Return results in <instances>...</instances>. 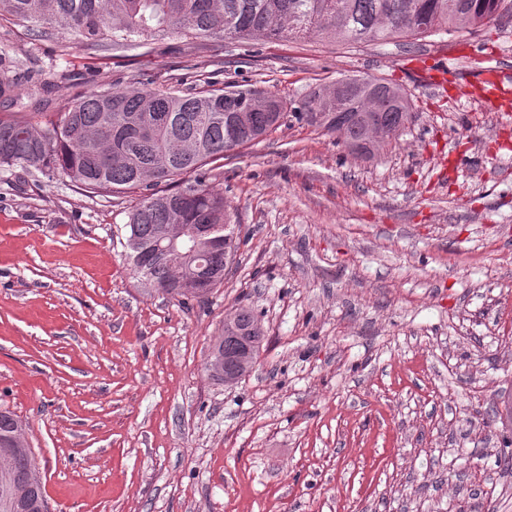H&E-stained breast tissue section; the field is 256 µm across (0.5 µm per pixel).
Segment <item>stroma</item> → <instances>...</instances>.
I'll return each mask as SVG.
<instances>
[{
	"instance_id": "stroma-1",
	"label": "stroma",
	"mask_w": 512,
	"mask_h": 512,
	"mask_svg": "<svg viewBox=\"0 0 512 512\" xmlns=\"http://www.w3.org/2000/svg\"><path fill=\"white\" fill-rule=\"evenodd\" d=\"M512 13L484 29L344 44L173 37L96 51L0 19V118L125 86H238L288 108L346 75L408 92L368 157L289 121L210 163L240 231L223 285L179 303L127 259L136 195L0 172V405L28 421L51 512H512ZM265 331L228 386L224 315ZM227 319V321H226ZM223 338L217 342L211 341L209 353L204 362V371L215 381L228 384L231 380L226 374L227 361L229 363V374H235V383L244 377L249 371L242 369L234 362V356L238 351L240 345V338L249 342L252 357L256 359L259 356L264 341V330L258 318L252 311L237 308L230 312L224 319V330L222 331ZM218 356L224 359V373H212L208 367L211 359ZM225 357V358H224ZM227 358V360H226Z\"/></svg>"
}]
</instances>
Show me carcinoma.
Here are the masks:
<instances>
[{
	"mask_svg": "<svg viewBox=\"0 0 512 512\" xmlns=\"http://www.w3.org/2000/svg\"><path fill=\"white\" fill-rule=\"evenodd\" d=\"M505 0H0L6 14L43 37L76 36L89 48L135 39L159 42L184 37L196 46L210 41H291L320 36L345 43L380 42L395 37L450 34L474 30L499 15ZM371 78L344 77L342 91L319 88L291 117L328 131L344 129L350 152L374 129L392 140L404 129L410 102L390 101L367 112ZM250 89L228 86L183 94L153 90L131 76L127 86L93 90L40 119H0V170L33 168L62 176L94 196L137 193L129 215L127 241L148 247L171 224L212 226L210 238L192 254L178 249L128 261L142 284L182 302L199 299L224 283L240 243L230 205L208 182L205 166L250 145L281 126L283 101L239 112L238 99ZM354 99L362 112H350ZM259 356L264 330L252 311L237 308L226 316L222 339L211 342L206 360L227 358L229 373L240 380L247 370L234 362L240 339ZM28 423L0 408V442L17 446L14 490L24 512H40L44 487L27 442Z\"/></svg>",
	"mask_w": 512,
	"mask_h": 512,
	"instance_id": "carcinoma-1",
	"label": "carcinoma"
}]
</instances>
